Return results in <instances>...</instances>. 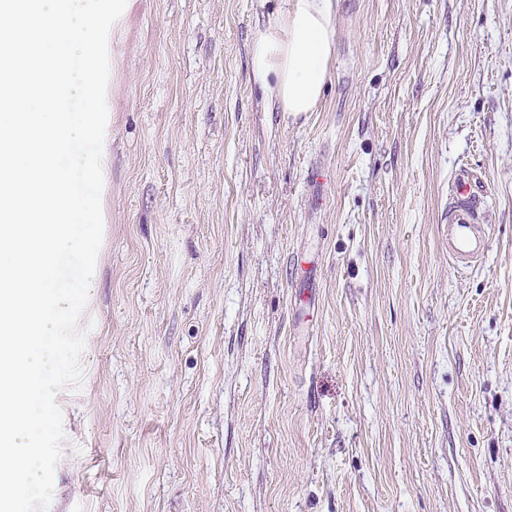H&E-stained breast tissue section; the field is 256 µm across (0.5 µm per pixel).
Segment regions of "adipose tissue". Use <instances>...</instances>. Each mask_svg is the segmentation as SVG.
<instances>
[{
    "label": "adipose tissue",
    "instance_id": "obj_1",
    "mask_svg": "<svg viewBox=\"0 0 512 512\" xmlns=\"http://www.w3.org/2000/svg\"><path fill=\"white\" fill-rule=\"evenodd\" d=\"M339 0H281L275 21L251 44L250 80L273 110L320 111L336 51Z\"/></svg>",
    "mask_w": 512,
    "mask_h": 512
}]
</instances>
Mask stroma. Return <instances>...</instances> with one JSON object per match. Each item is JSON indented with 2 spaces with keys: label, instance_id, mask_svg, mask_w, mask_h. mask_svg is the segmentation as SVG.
Wrapping results in <instances>:
<instances>
[{
  "label": "stroma",
  "instance_id": "1",
  "mask_svg": "<svg viewBox=\"0 0 512 512\" xmlns=\"http://www.w3.org/2000/svg\"><path fill=\"white\" fill-rule=\"evenodd\" d=\"M279 8L134 0L108 42L103 241L46 512H512V0H340L297 121L249 80ZM462 170L489 240L460 273ZM479 183L461 172L448 191V260L458 272L474 267L487 245L488 220L479 200Z\"/></svg>",
  "mask_w": 512,
  "mask_h": 512
}]
</instances>
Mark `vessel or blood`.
Returning a JSON list of instances; mask_svg holds the SVG:
<instances>
[{
  "instance_id": "vessel-or-blood-1",
  "label": "vessel or blood",
  "mask_w": 512,
  "mask_h": 512,
  "mask_svg": "<svg viewBox=\"0 0 512 512\" xmlns=\"http://www.w3.org/2000/svg\"><path fill=\"white\" fill-rule=\"evenodd\" d=\"M478 187V179L463 172L448 191V259L460 272L474 267L487 245V219Z\"/></svg>"
}]
</instances>
